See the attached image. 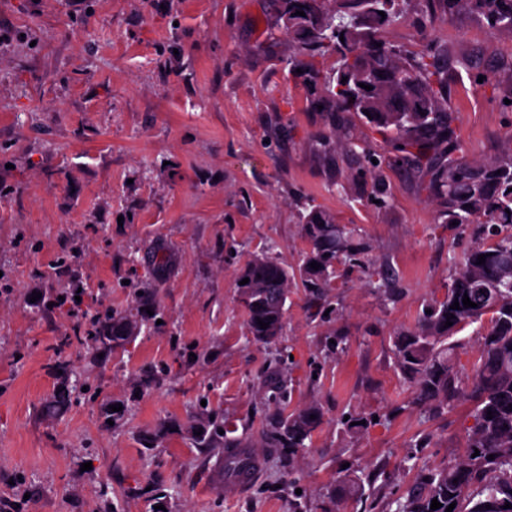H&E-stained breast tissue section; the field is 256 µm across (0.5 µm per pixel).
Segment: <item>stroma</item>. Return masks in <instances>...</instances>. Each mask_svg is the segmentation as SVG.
Instances as JSON below:
<instances>
[{
  "label": "stroma",
  "mask_w": 512,
  "mask_h": 512,
  "mask_svg": "<svg viewBox=\"0 0 512 512\" xmlns=\"http://www.w3.org/2000/svg\"><path fill=\"white\" fill-rule=\"evenodd\" d=\"M423 8L387 38L447 52L471 162L512 152V34L467 12L424 29ZM292 59L308 61L274 0H0V512H328L345 467L374 479L347 512H395L413 468L458 456L469 402L416 404L392 339L444 296L470 233L438 222L380 134L329 123ZM321 134L365 143L380 179ZM315 208L360 229L397 296L342 265L334 312L291 287L281 335L255 343L237 277L265 253L295 270ZM115 316L140 329L96 360L94 322ZM312 403L309 451L267 447L279 413ZM357 413L372 423L355 437ZM211 415L263 457L251 488L196 447Z\"/></svg>",
  "instance_id": "stroma-1"
}]
</instances>
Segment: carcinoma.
Wrapping results in <instances>:
<instances>
[{"label":"carcinoma","mask_w":512,"mask_h":512,"mask_svg":"<svg viewBox=\"0 0 512 512\" xmlns=\"http://www.w3.org/2000/svg\"><path fill=\"white\" fill-rule=\"evenodd\" d=\"M405 4L276 0L282 16L304 12L286 32L310 57L306 79L320 92L323 111L332 117L347 112L381 134L396 158L440 201L441 223L466 225L474 237L454 263L444 297L428 300L416 324L393 336L395 366L420 403L435 413L459 400L471 404L461 453L446 465L417 470L396 512H445L452 503V512H512L505 508L512 504V153L476 167L460 151L448 105V70L441 64L443 49L430 42L413 53L384 36L389 26L405 19ZM438 10L450 17L467 10L490 32L512 34V0H425L421 26H431ZM329 54L336 61L326 68L320 58ZM362 83L372 89L360 87ZM304 235L307 247L295 271L256 255L238 277L249 279L238 293L248 333L257 342L281 334L289 284L296 278L315 302L327 299L339 262L387 280L357 227L314 209L305 218ZM481 254L485 263L480 265ZM312 262L320 268H311ZM465 296L477 307L452 308ZM451 314L454 318L447 319ZM260 320L269 327L260 328ZM448 320L452 325L447 327ZM476 323L477 358L467 382L459 361L464 343L457 334ZM138 330L139 322L132 318H112L92 335L95 352L112 354ZM323 416L316 404L278 416L270 424L268 446L292 453L308 448ZM193 430L200 432L195 437L199 448L243 447L226 439L230 430L215 422ZM367 482L370 476L355 472L338 477L330 492L336 512H345L349 500L365 495ZM434 499L441 507L433 511Z\"/></svg>","instance_id":"cac0c4a2"}]
</instances>
